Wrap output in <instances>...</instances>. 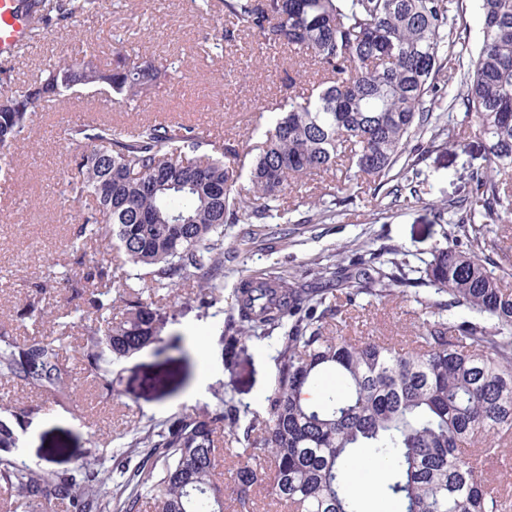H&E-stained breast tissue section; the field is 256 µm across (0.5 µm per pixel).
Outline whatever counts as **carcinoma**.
<instances>
[{
  "mask_svg": "<svg viewBox=\"0 0 512 512\" xmlns=\"http://www.w3.org/2000/svg\"><path fill=\"white\" fill-rule=\"evenodd\" d=\"M483 39L476 58L463 24V0H224L229 21L219 36L241 35L261 49H286L316 67L318 84L288 97L249 164L256 203H243L239 150L206 139L192 126L143 123L131 132L76 126L68 140L91 149L74 160L66 191L94 206L74 226V272L47 267L27 291L19 321L51 330L18 342L0 322V381L60 406L81 382L105 395L120 381L113 366L164 342L157 304L113 289L109 253L85 245L102 238L123 253L136 280L174 288L194 278L201 291L223 287L224 225L251 224L285 207L293 186L346 163L347 181L420 201L414 167L438 143L454 144L464 127L487 142L486 166L473 171L466 195L438 218L455 225L463 244L435 248L415 266L388 250L356 255L309 282L258 272L234 290L224 347L283 330L277 380L265 415L240 428L231 401L202 417L184 415L106 450L105 462L72 471L32 465L16 452L17 429L39 414L20 406L0 418V512H255L265 491L283 512H361L352 473L378 462L379 483L401 512H512V499L490 488L477 457L504 455L512 437V257L487 258L490 225L512 215V188L497 180L512 169V0H479ZM97 0H19L30 31L54 13L90 12ZM118 53L103 70L95 48L61 60L19 89H0V158L21 139L28 115L80 88L107 85L125 101L141 98L172 65L137 66ZM448 73V82L439 75ZM458 83L448 125L431 105ZM183 205L176 207L173 201ZM70 285L66 305L46 300ZM428 286L451 299L434 304L419 292L422 325L409 340L343 334L344 306L385 298L393 288ZM123 307L115 319L112 310ZM82 327L79 364L63 353L64 335ZM236 439L231 481L220 480L224 433ZM115 480V495L105 484Z\"/></svg>",
  "mask_w": 512,
  "mask_h": 512,
  "instance_id": "obj_1",
  "label": "carcinoma"
}]
</instances>
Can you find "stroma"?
<instances>
[{
	"label": "stroma",
	"mask_w": 512,
	"mask_h": 512,
	"mask_svg": "<svg viewBox=\"0 0 512 512\" xmlns=\"http://www.w3.org/2000/svg\"><path fill=\"white\" fill-rule=\"evenodd\" d=\"M210 4L202 15L193 0H100L92 13L40 25L36 36L0 59V79L18 86L60 57H77L86 42L104 66L112 63L116 49L129 47L134 64L172 62L178 68L136 109L114 103L108 88L100 85L36 112L24 140L11 156L0 159V321L15 325L17 336L25 334L16 312L30 284L48 265L72 264L71 232L87 208L86 200L63 193L62 182L82 151L66 140V129L107 122L127 131L147 121L178 122L236 141L241 158L248 160L272 127L280 104L292 94L293 82L317 81L315 70L293 64L287 51L259 49L247 37L213 48L225 18L222 0ZM484 163V140L470 129L460 144L441 146L420 160L417 179L426 191L422 201H394L359 179L347 181V202L331 206L333 186L345 181L344 171L334 170L294 190L296 209L287 236H278L273 220L228 225L224 285L209 290L210 305H200L201 293L192 280L178 286L177 303H158L164 336L198 337L189 358L181 359L176 351L162 355L150 347L119 365L115 396L90 387L74 392L64 407L50 395L41 396L45 411L19 430V453L32 464L46 460L55 469L71 470L99 458L110 439L129 440L148 425L205 414L222 398L263 414L277 378L279 337L225 350L222 327L239 282L258 270L301 279L348 260L354 252L384 246L412 261L429 258L451 231L438 220L436 207L461 195L471 172ZM421 321L417 305L397 292L355 313L347 332L408 340Z\"/></svg>",
	"instance_id": "stroma-1"
}]
</instances>
